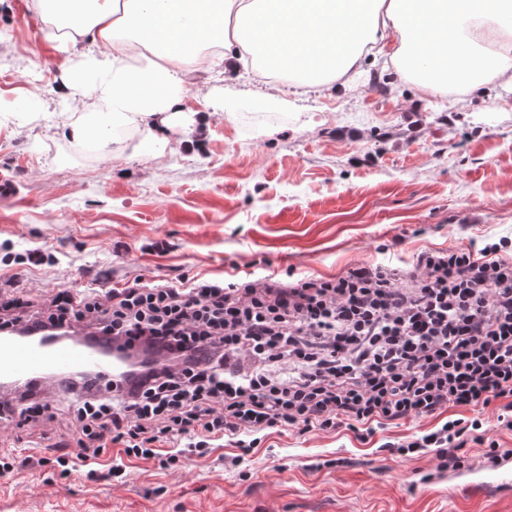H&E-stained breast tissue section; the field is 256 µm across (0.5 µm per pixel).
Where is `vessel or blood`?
<instances>
[{"instance_id": "1", "label": "vessel or blood", "mask_w": 512, "mask_h": 512, "mask_svg": "<svg viewBox=\"0 0 512 512\" xmlns=\"http://www.w3.org/2000/svg\"><path fill=\"white\" fill-rule=\"evenodd\" d=\"M124 361L104 346L52 335L0 336V380L33 383L55 375H93L119 380ZM450 485L479 495L512 494V458L506 457L466 477L449 474Z\"/></svg>"}]
</instances>
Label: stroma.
Listing matches in <instances>:
<instances>
[{"instance_id":"35a3bbf8","label":"stroma","mask_w":512,"mask_h":512,"mask_svg":"<svg viewBox=\"0 0 512 512\" xmlns=\"http://www.w3.org/2000/svg\"><path fill=\"white\" fill-rule=\"evenodd\" d=\"M43 27L31 0H0V277L19 275L32 298L137 276L220 278L233 262H268L282 281L333 277L512 241L511 88L475 91L454 109L450 95L424 94L369 55L355 93L303 95L244 59L223 76L187 74L179 147L138 128L76 142ZM34 248L55 265L16 263ZM435 424H390L364 440L344 427L273 433L246 456L226 440L175 471L127 461L121 483L25 468L0 477V512H512V496H468L433 478L432 455L382 449ZM69 442L62 424L0 428V450L21 457Z\"/></svg>"}]
</instances>
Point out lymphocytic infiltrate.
<instances>
[{
  "instance_id": "1",
  "label": "lymphocytic infiltrate",
  "mask_w": 512,
  "mask_h": 512,
  "mask_svg": "<svg viewBox=\"0 0 512 512\" xmlns=\"http://www.w3.org/2000/svg\"><path fill=\"white\" fill-rule=\"evenodd\" d=\"M507 241L428 249L409 268L357 265L330 278L284 284L231 272L174 285L134 278L106 292L57 291L27 300L0 280V328L47 332L76 325L142 366L100 390L77 378L59 400L0 401V420L29 426L68 415L77 454L40 458L63 475L123 481L125 457L177 467L185 451L269 432L305 435L495 407L512 430V254ZM506 456L481 420H445L390 453L433 454L436 472L461 468L463 448Z\"/></svg>"
}]
</instances>
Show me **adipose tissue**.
Here are the masks:
<instances>
[{
	"instance_id": "obj_1",
	"label": "adipose tissue",
	"mask_w": 512,
	"mask_h": 512,
	"mask_svg": "<svg viewBox=\"0 0 512 512\" xmlns=\"http://www.w3.org/2000/svg\"><path fill=\"white\" fill-rule=\"evenodd\" d=\"M45 40L69 52L58 94L80 102L71 139L104 141L117 128L148 127L168 142L183 102L182 75L204 42L211 62L236 68L239 51L275 52L314 71L322 85L390 44V60L427 93L512 87V0H33Z\"/></svg>"
}]
</instances>
